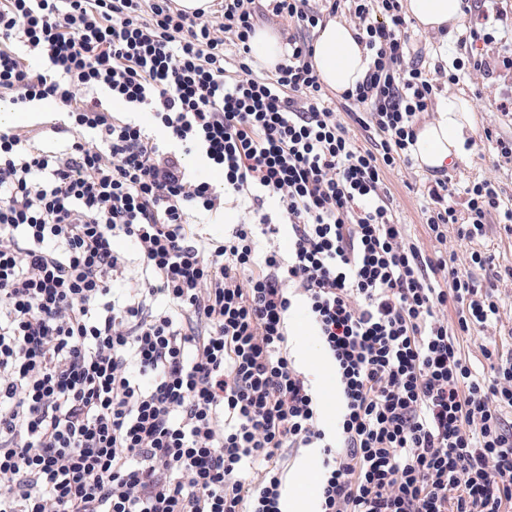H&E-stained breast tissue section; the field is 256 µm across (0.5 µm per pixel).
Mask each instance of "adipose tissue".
<instances>
[{
    "mask_svg": "<svg viewBox=\"0 0 512 512\" xmlns=\"http://www.w3.org/2000/svg\"><path fill=\"white\" fill-rule=\"evenodd\" d=\"M403 10L426 32L444 33L462 20L461 0H403ZM356 29L348 23L329 20L313 43L312 64L320 81L341 93L365 76L370 55L356 39ZM474 127L473 107L468 99L448 96L437 108L435 121L416 126L413 155L428 170L447 168L464 153L466 138Z\"/></svg>",
    "mask_w": 512,
    "mask_h": 512,
    "instance_id": "adipose-tissue-1",
    "label": "adipose tissue"
}]
</instances>
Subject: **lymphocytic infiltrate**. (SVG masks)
Returning a JSON list of instances; mask_svg holds the SVG:
<instances>
[{"mask_svg":"<svg viewBox=\"0 0 512 512\" xmlns=\"http://www.w3.org/2000/svg\"><path fill=\"white\" fill-rule=\"evenodd\" d=\"M352 2L371 63L334 104L309 0H0V100L53 104L63 137L0 128V512H283L290 448L319 451L315 512L512 506V351L483 346L478 370L458 342L499 322L512 266L482 285L492 256L463 269L445 248L512 204L485 178L457 210L445 176L424 210L439 250L406 233L386 177L434 85L400 0ZM271 14L295 30L261 77L249 41ZM229 201L245 217L222 240L192 230ZM299 304L336 377L330 434L289 346Z\"/></svg>","mask_w":512,"mask_h":512,"instance_id":"1","label":"lymphocytic infiltrate"}]
</instances>
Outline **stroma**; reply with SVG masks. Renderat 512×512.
<instances>
[{"label": "stroma", "instance_id": "1", "mask_svg": "<svg viewBox=\"0 0 512 512\" xmlns=\"http://www.w3.org/2000/svg\"><path fill=\"white\" fill-rule=\"evenodd\" d=\"M413 48L418 51L426 70L432 71L434 83V99H442L448 95H461L467 98L476 110L475 131L466 143L464 157L448 167L456 188L455 194L448 202L454 207H461L465 195L464 188L471 182L491 178L496 181L504 197L512 199V161L500 157L491 143L483 140L481 133L485 127H493L498 135L512 138V115L503 116L500 105L505 97H512V70L495 71L489 77L469 71L459 82H449L447 76L435 73L434 68L440 59V45H447L449 57L467 58L474 53L486 60L496 59L502 53L500 41L489 44L477 43L473 50L467 51L458 47L456 35L441 38L435 33H424L411 29ZM433 176L418 165L403 166L391 171L386 184L393 196L394 205L400 223L405 224L412 238L427 252L438 250L439 245L431 240L424 226L422 210L428 206L430 199L427 188ZM501 319L486 332H478L460 339L463 356L472 364H479L482 359V347L487 337L493 336L503 341L512 350V285L499 290ZM290 332L293 352L302 372L312 383L317 392L324 393L326 381L330 376V366L322 359V351L315 336H312L302 309H295L290 317Z\"/></svg>", "mask_w": 512, "mask_h": 512}]
</instances>
